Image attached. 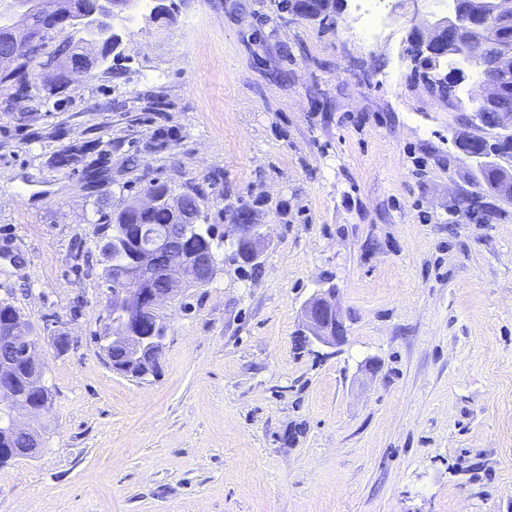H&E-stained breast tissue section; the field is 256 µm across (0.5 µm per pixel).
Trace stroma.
<instances>
[{"mask_svg":"<svg viewBox=\"0 0 512 512\" xmlns=\"http://www.w3.org/2000/svg\"><path fill=\"white\" fill-rule=\"evenodd\" d=\"M277 4L139 0L112 21L115 78L79 77L64 110L0 87V301L52 398L0 512H512V204L453 212L459 127L408 80L412 21L449 8L382 0L371 35L364 0L328 27ZM155 180L203 184L209 223L246 209L267 243L255 271L221 245L210 283L162 306L139 381L104 363L95 222ZM329 286L337 348L302 333Z\"/></svg>","mask_w":512,"mask_h":512,"instance_id":"1","label":"stroma"}]
</instances>
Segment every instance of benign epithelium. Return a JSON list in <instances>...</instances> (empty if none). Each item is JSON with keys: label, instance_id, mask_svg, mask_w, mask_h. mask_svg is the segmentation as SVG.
<instances>
[{"label": "benign epithelium", "instance_id": "7a95c632", "mask_svg": "<svg viewBox=\"0 0 512 512\" xmlns=\"http://www.w3.org/2000/svg\"><path fill=\"white\" fill-rule=\"evenodd\" d=\"M114 11L112 0H97V9L90 14L95 26L97 43L111 50L118 44L112 34ZM62 31L81 20L72 0H54L51 6L45 0H0V66L17 73L41 75L48 71L51 84H69L74 77L85 73L69 61L51 58L45 51H35L37 29L42 20ZM512 0H456L448 14L424 26L414 24L407 37V51L412 60L426 58L432 64L436 81L451 82L459 70L483 68L482 59L472 55L470 48L498 49L493 67L504 68L512 63ZM483 91L474 96L482 111L472 113L470 131L456 138V145L464 158L477 172H492L503 185L499 196L512 202V164L505 162V154L489 147L481 140L476 128L491 121L498 128L512 129L511 112H491L496 104L499 88L489 77L481 80ZM233 244L248 242L252 246V261L262 255L264 234L261 225L245 221L230 225ZM195 225L180 224L160 231H149L144 225H135L133 245L127 252L130 272L112 283L105 308L104 329L112 342L124 346L130 353L146 351L152 360L159 361L164 345L157 335L163 324L160 308L172 300L187 283L203 285L213 278L215 262L202 251H194ZM161 274L168 287L141 290L131 287L138 280ZM303 323L312 341L335 347L345 340V325L336 306V288H320L303 307ZM22 361L32 369L31 379L43 383L44 363L39 357L29 329L17 324L0 323V411L10 416L8 431L25 433L42 446L35 429L19 421V415L33 417L48 413L49 401L15 391L16 382L9 366Z\"/></svg>", "mask_w": 512, "mask_h": 512}]
</instances>
